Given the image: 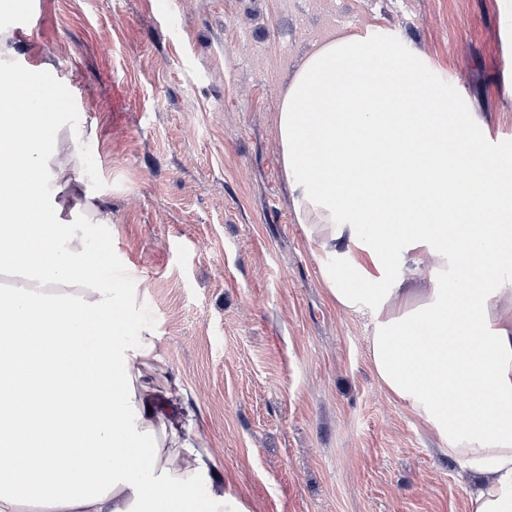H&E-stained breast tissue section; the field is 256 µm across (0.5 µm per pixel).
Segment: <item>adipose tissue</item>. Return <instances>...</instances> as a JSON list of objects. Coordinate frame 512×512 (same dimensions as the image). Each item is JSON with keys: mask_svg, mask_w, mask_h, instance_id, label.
<instances>
[{"mask_svg": "<svg viewBox=\"0 0 512 512\" xmlns=\"http://www.w3.org/2000/svg\"><path fill=\"white\" fill-rule=\"evenodd\" d=\"M13 120L17 141L0 147L16 169L0 183V274L21 284L0 289V320L37 322L56 344L0 336V512H247L210 451L177 428L179 378L150 331L125 339L95 245L63 217L80 131L49 165L55 115L29 107ZM277 121L296 218L325 256L328 297L370 320L380 386L464 462L473 512H512V288L496 283L512 264V154L487 153L488 123L381 26L315 42ZM347 141L359 146L352 177L335 166ZM485 165L490 179H473ZM33 194L43 223H14ZM484 219L497 235L479 243L470 225ZM395 253L407 275L390 282ZM427 253L452 262L455 281L428 273Z\"/></svg>", "mask_w": 512, "mask_h": 512, "instance_id": "adipose-tissue-1", "label": "adipose tissue"}]
</instances>
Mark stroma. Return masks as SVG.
I'll return each instance as SVG.
<instances>
[{
  "instance_id": "1",
  "label": "stroma",
  "mask_w": 512,
  "mask_h": 512,
  "mask_svg": "<svg viewBox=\"0 0 512 512\" xmlns=\"http://www.w3.org/2000/svg\"><path fill=\"white\" fill-rule=\"evenodd\" d=\"M5 70L70 88L80 173L111 221L75 220L178 377L188 425L249 512H472L460 463L381 388L369 326L326 294L276 116L311 47L392 29L512 142V46L495 0H41ZM50 68L34 71L36 61Z\"/></svg>"
}]
</instances>
